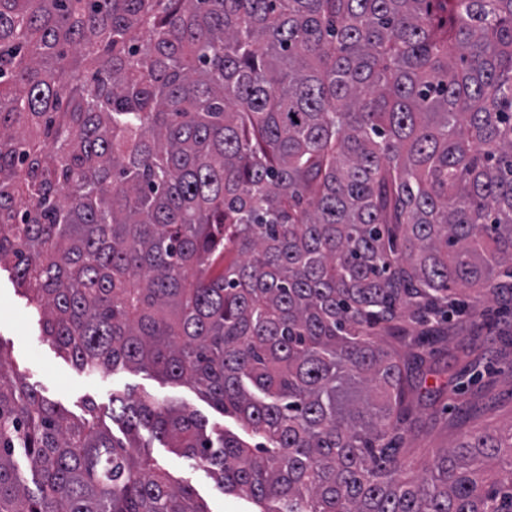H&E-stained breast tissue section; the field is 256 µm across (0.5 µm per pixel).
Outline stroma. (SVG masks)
<instances>
[{"mask_svg":"<svg viewBox=\"0 0 512 512\" xmlns=\"http://www.w3.org/2000/svg\"><path fill=\"white\" fill-rule=\"evenodd\" d=\"M469 344L470 358H457L459 344ZM0 349L48 400L70 415L85 416L87 408L114 435L120 423L112 419L113 392L152 393L207 419L209 426L236 429L234 419L221 415L194 386L170 383L151 371L117 368L103 374L78 369L51 342L40 337V325L20 293L10 266L0 267ZM428 363L449 368L448 393L435 407H419L411 418L406 450L416 464H423L440 449L452 448L469 430L496 436L512 432V311L496 310L473 328L451 336L447 345L436 346ZM149 455L161 471L191 486L211 512H253L246 497L224 495L209 467L181 457L152 440Z\"/></svg>","mask_w":512,"mask_h":512,"instance_id":"obj_1","label":"stroma"}]
</instances>
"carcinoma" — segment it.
I'll use <instances>...</instances> for the list:
<instances>
[{
  "mask_svg": "<svg viewBox=\"0 0 512 512\" xmlns=\"http://www.w3.org/2000/svg\"><path fill=\"white\" fill-rule=\"evenodd\" d=\"M112 393L73 419L0 349V512H512L474 431L406 479L414 372L512 293V0H0V263ZM151 448H143L154 459L161 471L179 482L191 486L202 497L212 512H251L254 506L242 496H224L207 465L189 460L164 448L162 443L151 440ZM142 449V450H143Z\"/></svg>",
  "mask_w": 512,
  "mask_h": 512,
  "instance_id": "carcinoma-1",
  "label": "carcinoma"
}]
</instances>
